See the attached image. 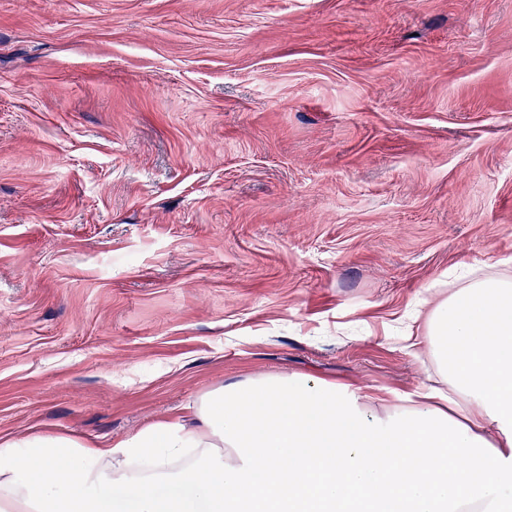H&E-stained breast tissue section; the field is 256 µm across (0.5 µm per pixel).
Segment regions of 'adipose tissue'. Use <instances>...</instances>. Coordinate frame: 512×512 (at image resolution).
<instances>
[{"label":"adipose tissue","instance_id":"1","mask_svg":"<svg viewBox=\"0 0 512 512\" xmlns=\"http://www.w3.org/2000/svg\"><path fill=\"white\" fill-rule=\"evenodd\" d=\"M444 385L387 392L261 375L100 447L0 439V512H512V260L427 286Z\"/></svg>","mask_w":512,"mask_h":512}]
</instances>
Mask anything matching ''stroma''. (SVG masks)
I'll return each mask as SVG.
<instances>
[{"mask_svg": "<svg viewBox=\"0 0 512 512\" xmlns=\"http://www.w3.org/2000/svg\"><path fill=\"white\" fill-rule=\"evenodd\" d=\"M512 256V0H0V437L268 374L378 394Z\"/></svg>", "mask_w": 512, "mask_h": 512, "instance_id": "35a3bbf8", "label": "stroma"}]
</instances>
